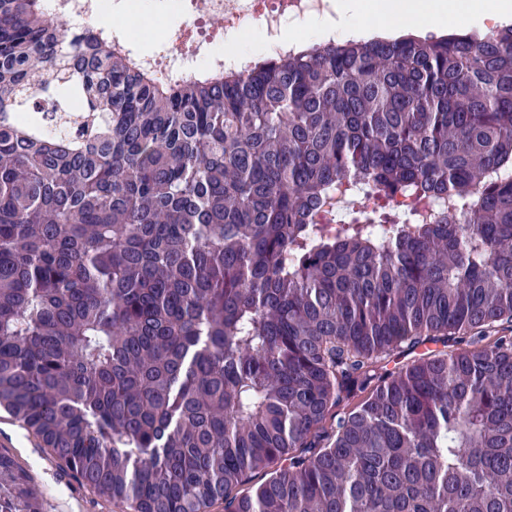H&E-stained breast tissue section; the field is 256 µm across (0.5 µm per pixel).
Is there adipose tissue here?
Wrapping results in <instances>:
<instances>
[{
	"instance_id": "obj_1",
	"label": "adipose tissue",
	"mask_w": 512,
	"mask_h": 512,
	"mask_svg": "<svg viewBox=\"0 0 512 512\" xmlns=\"http://www.w3.org/2000/svg\"><path fill=\"white\" fill-rule=\"evenodd\" d=\"M335 12L330 20L314 16L290 24L281 42L299 45L329 31L340 38L371 31L394 35L416 25L427 32L459 26L484 30L512 23V0H434L428 8L422 0H387L379 8L373 0H336Z\"/></svg>"
}]
</instances>
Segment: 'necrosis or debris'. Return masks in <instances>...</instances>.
Listing matches in <instances>:
<instances>
[{"label": "necrosis or debris", "instance_id": "1", "mask_svg": "<svg viewBox=\"0 0 512 512\" xmlns=\"http://www.w3.org/2000/svg\"><path fill=\"white\" fill-rule=\"evenodd\" d=\"M182 20L165 33L162 51L143 56L158 79L170 82L202 69L222 71L235 58L234 40L260 30L277 47L286 25L316 13H332L335 0H176Z\"/></svg>", "mask_w": 512, "mask_h": 512}]
</instances>
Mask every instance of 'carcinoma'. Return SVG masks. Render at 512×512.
<instances>
[{
  "label": "carcinoma",
  "instance_id": "carcinoma-1",
  "mask_svg": "<svg viewBox=\"0 0 512 512\" xmlns=\"http://www.w3.org/2000/svg\"><path fill=\"white\" fill-rule=\"evenodd\" d=\"M507 165L512 25L163 83L0 0V408L131 512H512Z\"/></svg>",
  "mask_w": 512,
  "mask_h": 512
}]
</instances>
